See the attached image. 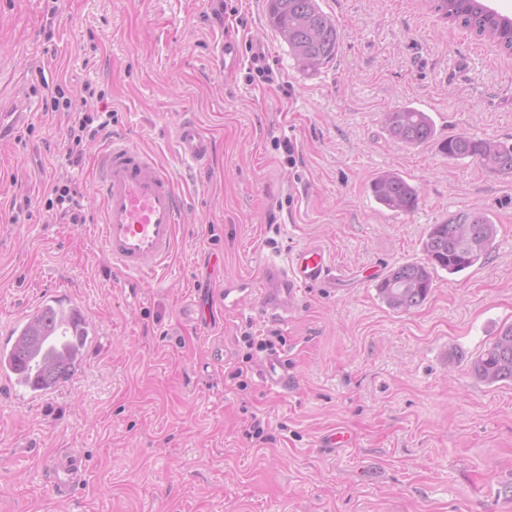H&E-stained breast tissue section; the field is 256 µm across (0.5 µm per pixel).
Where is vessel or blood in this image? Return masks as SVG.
Wrapping results in <instances>:
<instances>
[{
    "instance_id": "b4317fda",
    "label": "vessel or blood",
    "mask_w": 512,
    "mask_h": 512,
    "mask_svg": "<svg viewBox=\"0 0 512 512\" xmlns=\"http://www.w3.org/2000/svg\"><path fill=\"white\" fill-rule=\"evenodd\" d=\"M176 139L185 157L200 165L207 162L211 142L194 121L182 119L176 126ZM96 187L103 212L99 244L110 257L113 270L128 279L157 274L172 253L183 219L184 202L176 192L171 173L148 152L116 137L97 158ZM332 271L329 251L314 241L292 255L286 264L263 262L259 282H246L244 289L260 290L262 309L284 322L298 308L304 288L335 283ZM40 315L70 330L86 320L81 306L62 313L48 305ZM18 341V336L12 335L0 343V379L20 382L36 399L49 394V386L30 362L14 358ZM264 362L262 378L266 385L275 390L287 389L288 372L279 356L266 355ZM78 470L72 460L59 464L52 485L57 496L68 498L79 490Z\"/></svg>"
}]
</instances>
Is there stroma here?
Instances as JSON below:
<instances>
[{"label": "stroma", "instance_id": "obj_1", "mask_svg": "<svg viewBox=\"0 0 512 512\" xmlns=\"http://www.w3.org/2000/svg\"><path fill=\"white\" fill-rule=\"evenodd\" d=\"M319 3L340 47L306 74L266 0H0V108L32 112L0 143V336L58 296L88 310L94 341L43 402L0 382V512H512V381L472 367L512 325V173L395 143L384 125L412 105L438 138L512 143V56L427 0ZM88 86L112 123L74 167L68 116L46 101ZM184 114L212 140L207 165L178 151ZM116 135L166 166L186 204L171 259L145 282L94 242V159ZM385 172L418 189L412 212L377 203L369 185ZM67 179L84 223L44 207ZM474 209L497 228L486 259L437 270L422 305L390 308L381 277L426 263L429 226ZM312 240L336 286L305 289L286 323L254 292L225 308V283ZM247 333L277 335L287 390L264 384ZM257 420L267 441L251 436ZM333 430L351 445L320 447ZM66 454L84 484L59 501L47 476Z\"/></svg>", "mask_w": 512, "mask_h": 512}]
</instances>
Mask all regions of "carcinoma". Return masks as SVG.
Listing matches in <instances>:
<instances>
[{"instance_id":"carcinoma-1","label":"carcinoma","mask_w":512,"mask_h":512,"mask_svg":"<svg viewBox=\"0 0 512 512\" xmlns=\"http://www.w3.org/2000/svg\"><path fill=\"white\" fill-rule=\"evenodd\" d=\"M430 8L452 23L495 43L503 52L512 50V18L487 8L481 0H431ZM269 25L288 45L296 66L315 73L336 58L339 30L318 0H266ZM385 127L394 140L409 145L433 142L450 161L466 158L478 160L493 172L512 173V145L464 134L437 140L435 125L426 112L405 105L385 114ZM375 200L393 211L411 212L419 192L402 175L385 172L370 184ZM496 236V225L490 217L472 211L458 213L439 224L431 225L423 250L427 264H403L393 268L378 285L389 307L409 310L421 305L429 296L432 272L440 267L450 274L462 272L487 257ZM481 239L487 247L475 251L469 240ZM69 354H59L43 360L38 369L48 380L71 377ZM475 375L487 384L512 381V326L502 329L474 361Z\"/></svg>"}]
</instances>
